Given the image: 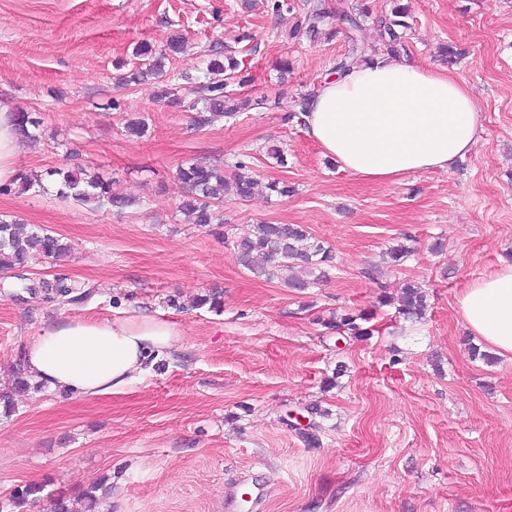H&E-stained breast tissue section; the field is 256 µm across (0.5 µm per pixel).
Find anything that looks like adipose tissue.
<instances>
[{
	"mask_svg": "<svg viewBox=\"0 0 512 512\" xmlns=\"http://www.w3.org/2000/svg\"><path fill=\"white\" fill-rule=\"evenodd\" d=\"M304 120L307 135L344 171L373 181L449 169L480 132L476 99L454 70L389 55L323 82ZM458 308L472 335L512 358V263L468 285ZM179 336L176 325L152 318L73 319L31 339L23 358L48 389L100 397L175 350Z\"/></svg>",
	"mask_w": 512,
	"mask_h": 512,
	"instance_id": "ef3b65f1",
	"label": "adipose tissue"
}]
</instances>
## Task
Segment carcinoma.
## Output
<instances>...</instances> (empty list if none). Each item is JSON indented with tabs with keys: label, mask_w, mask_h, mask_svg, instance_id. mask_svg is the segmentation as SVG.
<instances>
[{
	"label": "carcinoma",
	"mask_w": 512,
	"mask_h": 512,
	"mask_svg": "<svg viewBox=\"0 0 512 512\" xmlns=\"http://www.w3.org/2000/svg\"><path fill=\"white\" fill-rule=\"evenodd\" d=\"M404 12L394 11V19L386 24L389 41L385 51L390 55L400 53L398 36L393 27L406 26L402 20ZM342 26L349 33L350 47L345 57L337 64L335 71L343 72L348 67L366 60L367 48L357 39L355 32L362 29L360 19L355 15L334 16L322 5L316 4L309 11L307 22L301 31L309 35H317L321 30ZM187 48L185 37L174 32L167 38L165 49L156 50L146 42L136 44L133 56L138 63L125 74L117 78L119 87L140 84L149 79L157 85V97L165 99L170 94L171 83L185 78L181 73L169 72L165 61L174 55L183 53ZM239 62L234 51L210 50L209 60L201 75L197 77L204 95L189 106L195 112L194 124L199 127L210 125L217 118L234 119L242 112L255 105H263L266 99L251 100L240 98L225 91L227 81L239 77ZM18 131L26 140L37 139L34 130L40 126L38 118L32 113L17 112ZM177 177L186 188V195L179 204V211L188 224L207 226L215 223L219 217L216 205L227 198L249 201L259 194H276L286 197L292 193L291 186L283 181H269L265 184L253 178L224 176V168L202 162H190L181 165ZM57 186V195L63 199L89 205L95 209L111 207L124 210L140 206L142 202L136 198L112 193V184L99 176H90L83 170L51 169L43 174H23L16 180L22 192L34 188L45 189V181ZM237 263L250 272L266 277L268 280L279 277L281 271L288 268L296 269L300 275L288 282L291 288L303 289L315 281L327 277L325 265L332 261L330 250L314 238L300 224H273L261 222L251 225L243 235L232 241ZM72 251L65 238L46 230L29 229L18 220L9 216L0 217V269H22L38 259H60ZM39 287L48 295L68 296L73 292V285L58 277L52 281L43 280ZM398 313L407 319H421L426 314V293L422 287L409 281L400 289L397 297ZM329 328L337 334L346 333L359 339L370 335V331L357 323V318L344 314L330 323ZM32 386L24 360L15 364L12 373V387L0 390V408L8 414L14 408L13 391L26 390ZM102 484L94 483L82 491L75 501L65 498L53 500V512H93L97 502L96 492ZM44 486L30 483L16 489L10 496L11 506L18 510L25 508L31 501L39 498Z\"/></svg>",
	"instance_id": "carcinoma-1"
}]
</instances>
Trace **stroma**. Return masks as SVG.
<instances>
[{
	"instance_id": "1",
	"label": "stroma",
	"mask_w": 512,
	"mask_h": 512,
	"mask_svg": "<svg viewBox=\"0 0 512 512\" xmlns=\"http://www.w3.org/2000/svg\"><path fill=\"white\" fill-rule=\"evenodd\" d=\"M313 2L276 13L267 0H0V105L41 122L19 143L17 171L79 167L141 201L118 212L51 186L0 192V215L72 246L0 274V383L53 321L155 317L181 331L123 392L17 395L0 415V503L41 483L47 496L27 512H49V495L99 482L96 512H225V486L246 475L266 486L254 512H512V360L472 357L481 341L457 310L469 284L512 261V0H321L335 15L367 9L361 37L375 50L405 7V58L437 67L453 47L478 101L469 155L387 183L342 171L288 117L349 46L343 30L293 36ZM174 31L188 41L169 62L183 75L176 103L149 83L118 87L135 45ZM212 48L234 50L250 77L227 91L267 103L199 128L188 76ZM114 98L121 110L107 109ZM135 118L148 123L140 139L124 132ZM193 160L294 192L228 201L223 223L188 224L176 169ZM260 222L305 225L334 255L327 279L299 290L239 266L231 242ZM399 243L411 253L394 265ZM59 276L75 302L25 288ZM409 280L427 294L417 323L380 303ZM215 293L220 309L200 305ZM346 313L369 315L373 335L337 346L327 324Z\"/></svg>"
}]
</instances>
